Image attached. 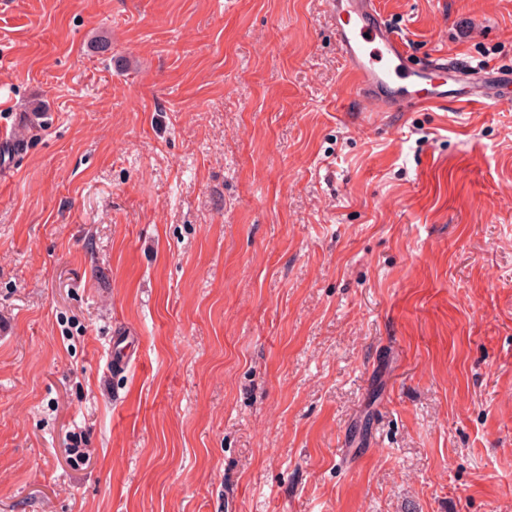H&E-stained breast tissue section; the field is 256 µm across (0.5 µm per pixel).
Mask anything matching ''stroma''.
I'll use <instances>...</instances> for the list:
<instances>
[{"mask_svg":"<svg viewBox=\"0 0 512 512\" xmlns=\"http://www.w3.org/2000/svg\"><path fill=\"white\" fill-rule=\"evenodd\" d=\"M2 124L0 512H512V110L366 116L328 0H0Z\"/></svg>","mask_w":512,"mask_h":512,"instance_id":"35a3bbf8","label":"stroma"}]
</instances>
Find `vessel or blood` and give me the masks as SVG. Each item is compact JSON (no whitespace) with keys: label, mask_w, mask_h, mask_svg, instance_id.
<instances>
[{"label":"vessel or blood","mask_w":512,"mask_h":512,"mask_svg":"<svg viewBox=\"0 0 512 512\" xmlns=\"http://www.w3.org/2000/svg\"><path fill=\"white\" fill-rule=\"evenodd\" d=\"M329 17L366 112H407L456 103L512 109V70L477 69L443 54L412 62L376 0H330Z\"/></svg>","instance_id":"1"}]
</instances>
